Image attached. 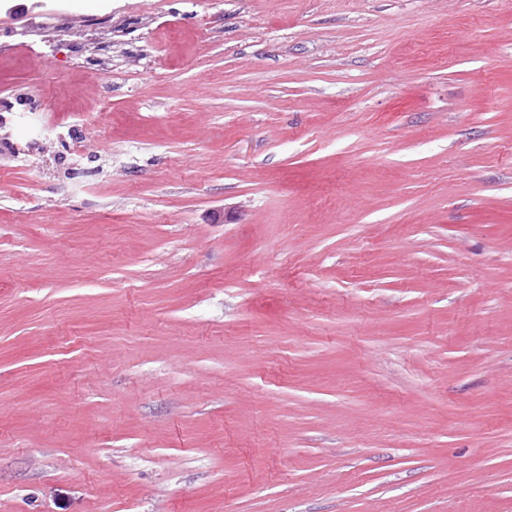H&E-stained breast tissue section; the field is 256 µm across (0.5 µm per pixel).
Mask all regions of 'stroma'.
Here are the masks:
<instances>
[{"label": "stroma", "mask_w": 512, "mask_h": 512, "mask_svg": "<svg viewBox=\"0 0 512 512\" xmlns=\"http://www.w3.org/2000/svg\"><path fill=\"white\" fill-rule=\"evenodd\" d=\"M0 512H512V0H0Z\"/></svg>", "instance_id": "35a3bbf8"}]
</instances>
